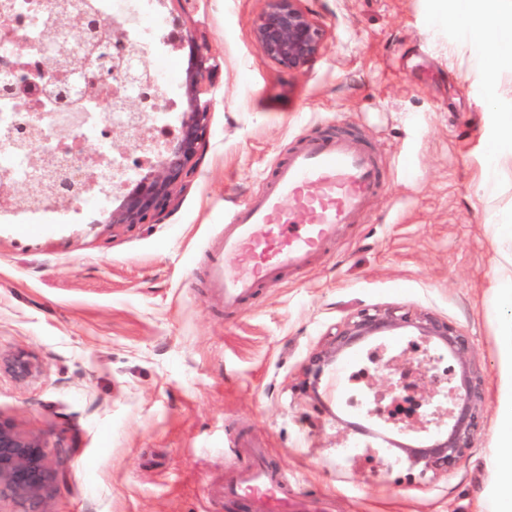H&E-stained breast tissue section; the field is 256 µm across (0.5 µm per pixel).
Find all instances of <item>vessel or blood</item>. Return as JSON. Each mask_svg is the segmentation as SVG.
<instances>
[{
    "label": "vessel or blood",
    "mask_w": 512,
    "mask_h": 512,
    "mask_svg": "<svg viewBox=\"0 0 512 512\" xmlns=\"http://www.w3.org/2000/svg\"><path fill=\"white\" fill-rule=\"evenodd\" d=\"M384 170L356 135L312 139L277 166L271 182L237 204L213 241L209 285L234 309L281 270H300L355 223L381 188ZM212 496L244 501L249 512H332L323 496L289 490L262 449L211 488Z\"/></svg>",
    "instance_id": "1"
}]
</instances>
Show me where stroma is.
Listing matches in <instances>:
<instances>
[{"label":"stroma","instance_id":"obj_1","mask_svg":"<svg viewBox=\"0 0 512 512\" xmlns=\"http://www.w3.org/2000/svg\"><path fill=\"white\" fill-rule=\"evenodd\" d=\"M440 0H301L325 30L308 68L262 52L267 0H169L215 64L205 155L162 220L0 224V417L38 436L67 481L46 512H238L210 487L266 448L289 484L333 512H488L497 412L512 396L496 297L512 269V166L494 167L496 84L449 30ZM357 134L382 160L381 193L326 254L227 313L208 288L211 242L234 204L306 140ZM402 305L470 336L485 375L478 441L451 471L420 476L379 450H351L373 421L342 406L341 366L318 383L311 356L355 308Z\"/></svg>","mask_w":512,"mask_h":512}]
</instances>
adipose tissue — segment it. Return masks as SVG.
I'll return each mask as SVG.
<instances>
[{
    "mask_svg": "<svg viewBox=\"0 0 512 512\" xmlns=\"http://www.w3.org/2000/svg\"><path fill=\"white\" fill-rule=\"evenodd\" d=\"M448 25L482 52L485 79L496 83L502 68L512 65V0H450ZM497 442L501 449L491 512H512V398L499 408Z\"/></svg>",
    "mask_w": 512,
    "mask_h": 512,
    "instance_id": "obj_1",
    "label": "adipose tissue"
}]
</instances>
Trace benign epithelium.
Segmentation results:
<instances>
[{"mask_svg":"<svg viewBox=\"0 0 512 512\" xmlns=\"http://www.w3.org/2000/svg\"><path fill=\"white\" fill-rule=\"evenodd\" d=\"M298 2L268 0V8L252 26L254 40L263 53L293 71L311 64L324 45L323 29ZM0 36L15 44L10 65L27 66L30 46L7 15H0ZM174 48L188 51L178 133L165 147L160 160L134 180L121 205L106 212V224L131 226L160 219L171 205L174 190L187 182L202 158L211 104L201 95L204 79L211 72L210 58L188 31H179ZM62 76L67 78L69 74L52 66L30 70L31 80L47 87ZM80 81L83 98L125 113L130 126L140 128L138 101L112 84L110 58L99 60L95 66L85 60ZM45 121V114L31 110L23 125L4 130L3 137L21 149H29L40 136ZM81 155L84 162L78 167L61 158L39 168L34 184L23 194L15 190L7 175H1L0 196L13 197L18 202L33 195L43 201H71L73 185L79 180L86 191L97 187L106 192L103 173L94 165L102 155L85 150ZM392 337L420 342L423 355L408 348L393 352L387 346V339ZM371 349L378 354V361L364 386L368 400H386L394 406L400 402L403 391L413 389L419 397V408L409 412L394 410L387 416L371 407L368 416L384 427L423 437L415 444L400 445L405 461L418 469L420 475L454 469L475 447L483 425L485 379L474 364L470 337L429 312L401 305L357 308L336 328L326 346L311 357L308 373L316 382L326 368ZM444 354L454 364L448 369V379L442 381L433 369L434 362ZM5 366L20 381L35 372V365L22 356ZM63 479L65 473L46 452L39 437L0 417V501L10 500L21 507L20 512H33L54 483Z\"/></svg>","mask_w":512,"mask_h":512,"instance_id":"7a95c632","label":"benign epithelium"}]
</instances>
